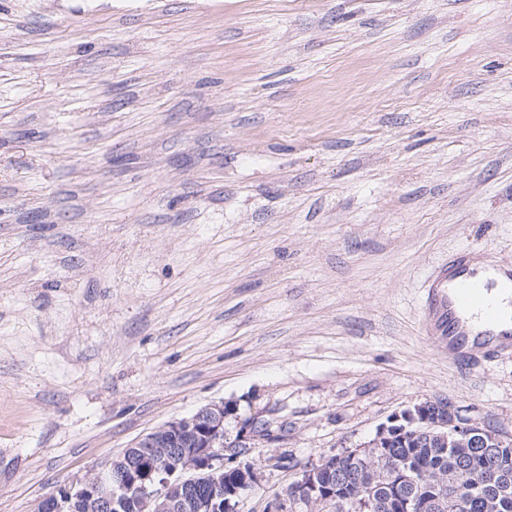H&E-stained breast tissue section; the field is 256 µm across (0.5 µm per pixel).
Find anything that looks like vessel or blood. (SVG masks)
<instances>
[{"instance_id":"1","label":"vessel or blood","mask_w":512,"mask_h":512,"mask_svg":"<svg viewBox=\"0 0 512 512\" xmlns=\"http://www.w3.org/2000/svg\"><path fill=\"white\" fill-rule=\"evenodd\" d=\"M466 267L467 257L461 254L449 268L436 272L423 315L428 338L447 344L449 355L464 370L472 366L476 354L496 357L512 352V331H500L498 309L489 301L487 287ZM476 309L482 313V325L473 330L466 318Z\"/></svg>"}]
</instances>
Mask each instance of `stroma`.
<instances>
[{"instance_id":"obj_1","label":"stroma","mask_w":512,"mask_h":512,"mask_svg":"<svg viewBox=\"0 0 512 512\" xmlns=\"http://www.w3.org/2000/svg\"><path fill=\"white\" fill-rule=\"evenodd\" d=\"M512 267V0H0V512L210 403L302 466L442 401L512 433V354L424 333ZM467 258V254H460L449 267L436 272L423 315L426 336L439 344H447L448 340V355L455 357L464 370L473 365L476 352L489 357L512 352V331L502 332L498 327V310L502 316L501 329L512 326V270L511 274L507 273L510 290L502 285L505 269L487 262H474L469 266L470 272L491 288L489 296L496 307L488 299V288L466 273ZM449 271L452 273L451 296H448ZM475 309L482 313V325L476 331L466 324L467 316Z\"/></svg>"}]
</instances>
